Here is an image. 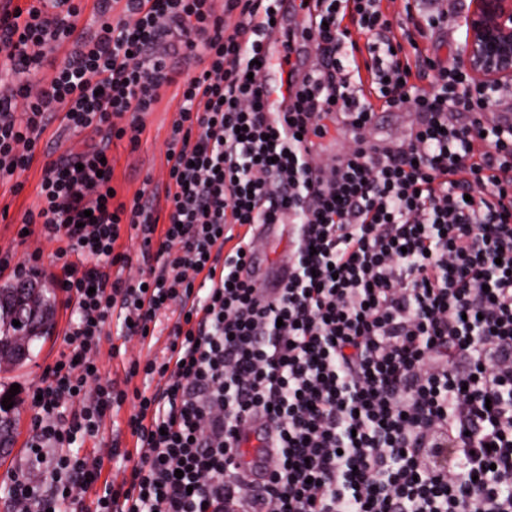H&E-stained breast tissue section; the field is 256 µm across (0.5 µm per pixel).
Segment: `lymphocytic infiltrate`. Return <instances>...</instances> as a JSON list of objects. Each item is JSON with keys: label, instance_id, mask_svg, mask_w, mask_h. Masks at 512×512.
I'll use <instances>...</instances> for the list:
<instances>
[{"label": "lymphocytic infiltrate", "instance_id": "f902f5d3", "mask_svg": "<svg viewBox=\"0 0 512 512\" xmlns=\"http://www.w3.org/2000/svg\"><path fill=\"white\" fill-rule=\"evenodd\" d=\"M84 9L0 0V66L19 77L0 90V182L31 167L55 117L101 138L45 162L22 219L56 245L68 319L65 351L32 388L12 512H512V130L482 122L483 93L423 50L404 57L412 35L381 0H313L320 60L283 120L266 110L261 68L282 0H95L89 34ZM355 30L366 87L353 83ZM175 34L192 68L167 180L125 203L109 146H138L174 84ZM59 47L51 76L23 81ZM406 107L418 116L406 142L364 138L378 110ZM330 121L351 136L323 172L307 140ZM285 215L299 226L288 283L264 301L242 277L252 230ZM175 301L167 355L127 371L155 388L103 378L111 330L153 339ZM127 402L135 446L112 439L131 464L116 484L74 445ZM255 414L279 462L247 483L232 450Z\"/></svg>", "mask_w": 512, "mask_h": 512}]
</instances>
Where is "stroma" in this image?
Instances as JSON below:
<instances>
[{"label":"stroma","mask_w":512,"mask_h":512,"mask_svg":"<svg viewBox=\"0 0 512 512\" xmlns=\"http://www.w3.org/2000/svg\"><path fill=\"white\" fill-rule=\"evenodd\" d=\"M468 4L469 0H446V23L428 30L426 38L420 42L427 55L439 65L452 67L457 63L465 40V30L458 25L457 19L465 12ZM178 107L179 98L175 89H167L154 111L145 117L146 129L138 146H130L125 140L112 142L110 152L114 165L113 183L120 201L131 202L142 189L145 178L156 181L166 178L167 140ZM97 141V136L71 133L62 120H54L41 137L40 152L32 167L19 176L17 183H0V248H13L20 256L37 248L47 255L53 252V243L38 237L30 238L23 244L19 243L15 238L16 228L25 211L37 207L36 186L46 159L62 153L82 152ZM67 316L64 306H57L54 328L50 336L34 344L31 361L20 368L0 370V393L8 392L14 384L20 388L14 397L17 411L13 444L9 453L0 457V512H8L10 507L9 499L3 493L6 485L4 477L25 457L26 443L32 433L33 411L27 390L40 380L46 365L63 350L62 337ZM110 343L115 350L111 353L103 352L102 374L118 383L124 381L129 361L162 356L166 346V341L162 338L152 341L150 347L145 348L138 341H127L117 335L112 336Z\"/></svg>","instance_id":"obj_1"}]
</instances>
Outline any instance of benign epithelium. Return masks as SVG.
I'll return each mask as SVG.
<instances>
[{
    "instance_id": "benign-epithelium-1",
    "label": "benign epithelium",
    "mask_w": 512,
    "mask_h": 512,
    "mask_svg": "<svg viewBox=\"0 0 512 512\" xmlns=\"http://www.w3.org/2000/svg\"><path fill=\"white\" fill-rule=\"evenodd\" d=\"M459 70L485 95L512 83V0H470Z\"/></svg>"
}]
</instances>
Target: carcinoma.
I'll return each instance as SVG.
<instances>
[{
  "instance_id": "cac0c4a2",
  "label": "carcinoma",
  "mask_w": 512,
  "mask_h": 512,
  "mask_svg": "<svg viewBox=\"0 0 512 512\" xmlns=\"http://www.w3.org/2000/svg\"><path fill=\"white\" fill-rule=\"evenodd\" d=\"M34 289V284L19 282L9 288H0V365H21L30 359L32 352L17 355L12 351L11 340L15 332L13 320L21 318L26 321L31 331V341L35 342L46 337L53 324L54 296L50 289L42 288L45 297L43 308L35 313H26L19 309V297ZM13 410L0 405V453H5L11 446Z\"/></svg>"
}]
</instances>
